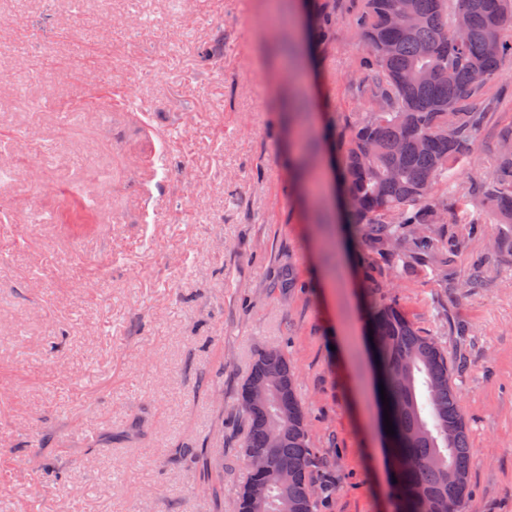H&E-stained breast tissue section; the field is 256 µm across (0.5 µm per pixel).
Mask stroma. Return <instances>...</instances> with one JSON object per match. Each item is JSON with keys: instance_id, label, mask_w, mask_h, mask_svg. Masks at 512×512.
I'll return each mask as SVG.
<instances>
[{"instance_id": "stroma-1", "label": "stroma", "mask_w": 512, "mask_h": 512, "mask_svg": "<svg viewBox=\"0 0 512 512\" xmlns=\"http://www.w3.org/2000/svg\"><path fill=\"white\" fill-rule=\"evenodd\" d=\"M83 2L104 17L94 37L112 43L108 85L59 78L45 92L26 77V46L0 48L18 78L0 84V167L12 171L0 181V512H236L248 477L238 394L274 346L288 351L336 485L329 512H395L386 464L367 455L377 426L364 321L385 298L459 366L466 512H512V224L474 189L512 133V64L472 102L483 122L448 174L443 223L422 229L429 251L409 262L399 241L373 253L366 278L356 229L311 221L283 105L300 86L321 136L365 111L363 0H338L335 41L297 79L282 74L288 42L264 0ZM128 19L144 40H125ZM89 100L95 112H76ZM24 136L40 143L50 193L12 168ZM88 183L99 224L72 237L46 215ZM185 448L224 455L193 468Z\"/></svg>"}]
</instances>
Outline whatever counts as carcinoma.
Segmentation results:
<instances>
[{
  "mask_svg": "<svg viewBox=\"0 0 512 512\" xmlns=\"http://www.w3.org/2000/svg\"><path fill=\"white\" fill-rule=\"evenodd\" d=\"M399 4L364 0L358 27L373 72L361 93L369 109L338 134L339 178L349 222L364 242L386 250L403 238L422 256L430 239L416 229L436 223L437 212L448 207V171L470 155L483 121L470 102L512 62V36L506 37L512 0H413L419 22L406 29L391 21ZM334 10L335 0L308 10L309 25L326 45ZM477 189L511 224L512 152L500 153L494 177ZM92 210L91 199L78 194L73 223H84ZM367 320L389 398L398 512H466L472 454L452 381L458 365L392 301L376 303ZM260 385L270 387L269 401L253 404L252 390ZM238 403L249 424L244 462L263 455L267 463L247 466L237 512H319L331 488L314 475L317 450L284 348L258 355Z\"/></svg>",
  "mask_w": 512,
  "mask_h": 512,
  "instance_id": "obj_1",
  "label": "carcinoma"
}]
</instances>
